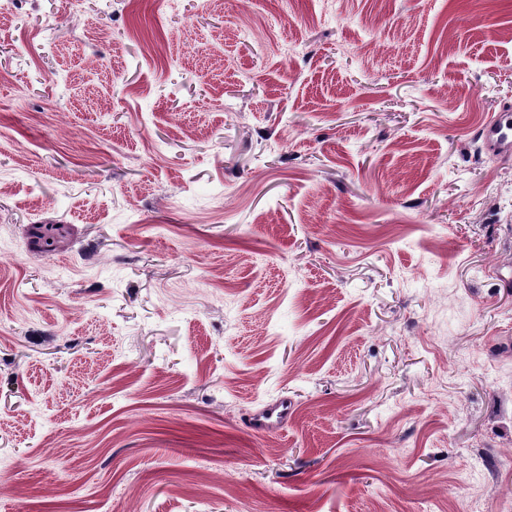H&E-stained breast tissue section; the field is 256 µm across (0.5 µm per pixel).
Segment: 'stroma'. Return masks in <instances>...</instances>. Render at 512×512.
I'll use <instances>...</instances> for the list:
<instances>
[{
	"label": "stroma",
	"mask_w": 512,
	"mask_h": 512,
	"mask_svg": "<svg viewBox=\"0 0 512 512\" xmlns=\"http://www.w3.org/2000/svg\"><path fill=\"white\" fill-rule=\"evenodd\" d=\"M2 6L0 512H512V0ZM512 110L507 109L488 121L479 131V138L486 150L496 156L512 154ZM290 410L288 401L280 400L251 414L248 417L247 426L257 433L279 428L288 422Z\"/></svg>",
	"instance_id": "1"
}]
</instances>
